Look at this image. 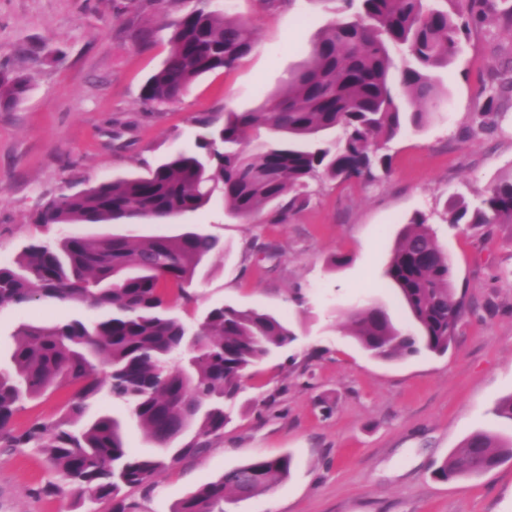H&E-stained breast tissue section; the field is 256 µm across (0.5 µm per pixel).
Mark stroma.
Instances as JSON below:
<instances>
[{"instance_id": "obj_1", "label": "stroma", "mask_w": 512, "mask_h": 512, "mask_svg": "<svg viewBox=\"0 0 512 512\" xmlns=\"http://www.w3.org/2000/svg\"><path fill=\"white\" fill-rule=\"evenodd\" d=\"M194 0H0V68L23 70L25 100L0 112V255L14 260L42 236L33 216L46 200L139 173L195 138L198 112H247L284 90L335 15L331 0H292L265 10L230 0L256 31L253 51L232 70L200 77L175 104L146 107L140 92L170 49L171 24ZM512 63V30L489 20L438 72V106L423 129L389 142L388 173L370 184L311 183L308 205L284 224L228 217L222 201L171 224H82L89 236L217 238L221 249L194 276L185 322L231 304L290 321L295 343L259 362L223 437L132 491L140 512H170L200 484L259 457L291 455L290 476L231 512H512V460L472 479L442 482L433 471L477 431L512 425L492 408L512 394V224L448 223L446 204L475 203L512 172V90L494 120L484 115L495 73ZM424 214L447 253L466 311L444 355L382 361L342 331L345 312L377 303L412 322L383 277L405 224ZM277 245L258 260L253 240ZM344 257L329 267L330 255ZM303 304H295L293 295ZM78 303L0 309V362L24 323L94 317ZM121 420L126 442L152 450L124 404L100 398L87 414ZM32 448L0 447V512H79L69 493L42 495L53 481Z\"/></svg>"}]
</instances>
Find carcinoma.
<instances>
[{
  "instance_id": "1",
  "label": "carcinoma",
  "mask_w": 512,
  "mask_h": 512,
  "mask_svg": "<svg viewBox=\"0 0 512 512\" xmlns=\"http://www.w3.org/2000/svg\"><path fill=\"white\" fill-rule=\"evenodd\" d=\"M336 19L266 108L192 116L193 146L143 174L101 181L44 202L43 229L76 224H161L195 213L216 196L231 218L286 224L309 202L320 176L374 182L388 170L381 147L425 125L439 99L437 70L452 62L472 21L493 15L512 29V5L497 0H333ZM253 28L229 8L195 6L173 23L171 49L142 87L155 110L179 101L202 75L233 69L255 47ZM29 90L25 74L0 69V112ZM263 129L267 137L249 138ZM452 224H511L512 173L475 207L453 205ZM217 248L192 231L176 235L89 237L63 232L26 243L0 266V309L32 302H78L94 320L23 324L0 368V447L45 454L79 505L137 512L128 491L201 452L224 434L249 368L297 340L288 322L256 309L211 308L190 325L174 314L185 286ZM385 279L418 333L399 328L375 303L354 309L348 335L369 355L395 360L443 355L455 342L465 301L455 293L448 255L427 218L415 215L390 256ZM109 366L99 375L96 362ZM76 390L49 422L17 431L19 406L49 392ZM126 405L157 448L136 452L120 424L85 419L99 395ZM512 460V436L477 431L434 470L441 481L481 476ZM292 457H256L199 486L172 512H227L286 479Z\"/></svg>"
}]
</instances>
